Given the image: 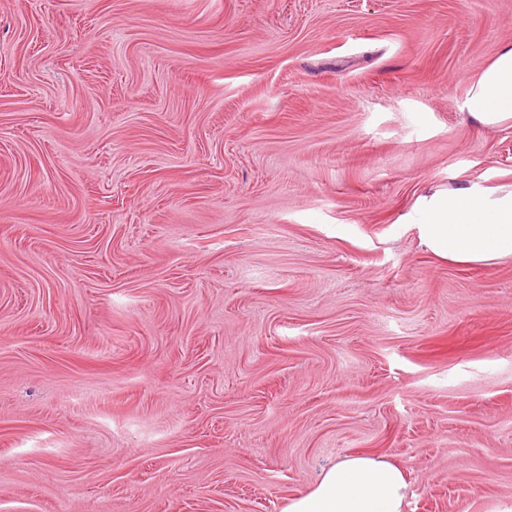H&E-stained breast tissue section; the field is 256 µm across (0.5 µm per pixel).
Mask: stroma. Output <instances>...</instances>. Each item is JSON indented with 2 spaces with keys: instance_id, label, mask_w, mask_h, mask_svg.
<instances>
[{
  "instance_id": "obj_1",
  "label": "stroma",
  "mask_w": 512,
  "mask_h": 512,
  "mask_svg": "<svg viewBox=\"0 0 512 512\" xmlns=\"http://www.w3.org/2000/svg\"><path fill=\"white\" fill-rule=\"evenodd\" d=\"M512 0H0V512H284L354 453L512 512V181L463 110ZM412 217L433 254L479 266L512 257V181L469 182L421 196Z\"/></svg>"
}]
</instances>
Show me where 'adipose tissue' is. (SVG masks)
<instances>
[{
  "instance_id": "obj_1",
  "label": "adipose tissue",
  "mask_w": 512,
  "mask_h": 512,
  "mask_svg": "<svg viewBox=\"0 0 512 512\" xmlns=\"http://www.w3.org/2000/svg\"><path fill=\"white\" fill-rule=\"evenodd\" d=\"M478 126L512 128V43L471 82L464 102ZM433 254L479 266L512 257V181L439 187L421 196L412 218ZM409 485L403 471L379 456L356 454L331 466L285 512H403Z\"/></svg>"
}]
</instances>
